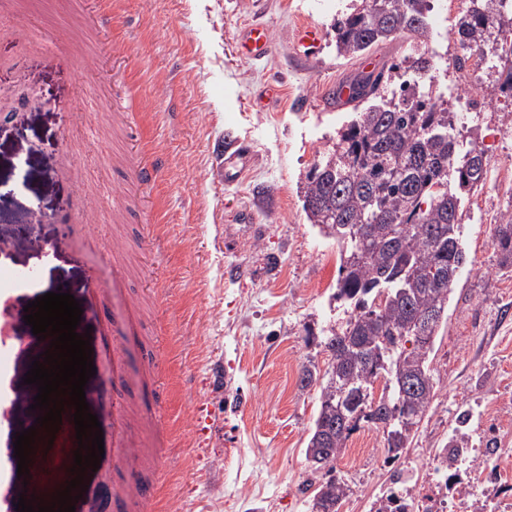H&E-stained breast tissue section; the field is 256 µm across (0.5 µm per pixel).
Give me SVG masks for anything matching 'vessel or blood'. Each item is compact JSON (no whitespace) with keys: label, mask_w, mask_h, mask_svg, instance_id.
I'll return each instance as SVG.
<instances>
[{"label":"vessel or blood","mask_w":512,"mask_h":512,"mask_svg":"<svg viewBox=\"0 0 512 512\" xmlns=\"http://www.w3.org/2000/svg\"><path fill=\"white\" fill-rule=\"evenodd\" d=\"M238 48L243 57L260 60L273 50V41L269 30L260 24L245 27L238 39ZM164 168L161 155L155 154L141 162L131 171L137 184L150 186L156 184ZM36 276L32 266L19 263L8 241L0 242V512H16L20 493L24 485L16 476V463L10 453L15 438L23 430L31 427L37 411H29L26 418H17L14 404L18 391H25L27 397L38 393L36 385L25 383V373L16 365V359L22 351V343L16 336L10 321L12 314L21 313L20 292L22 288L34 282ZM125 337H105L101 352L112 364L111 376L102 377L101 388H108L112 378L120 377L123 368ZM162 375V367L156 357H149L145 379L149 385L148 401L145 408L137 410L128 404L121 394L112 396V452L102 458L101 468L119 470L123 480L113 487L101 488L98 492L101 512H111L113 503H125L128 512H156L166 473L162 458H150L133 434L141 423H151L162 428L164 406L163 395L155 387ZM74 411L65 408L62 422L55 435L58 453L66 459H73L76 446L71 421Z\"/></svg>","instance_id":"vessel-or-blood-1"}]
</instances>
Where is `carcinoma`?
Returning <instances> with one entry per match:
<instances>
[{
    "instance_id": "obj_1",
    "label": "carcinoma",
    "mask_w": 512,
    "mask_h": 512,
    "mask_svg": "<svg viewBox=\"0 0 512 512\" xmlns=\"http://www.w3.org/2000/svg\"><path fill=\"white\" fill-rule=\"evenodd\" d=\"M454 26L464 53L496 56L495 88L512 94V13L499 0H470ZM428 0H361L334 21L336 54L358 57L396 38L409 53L375 74L359 73L352 117L306 177L304 210L340 248L334 299L348 318L327 330L324 373L307 365L301 387H317L319 408L306 458L321 481L310 512H339L351 487L334 462L363 426L383 431L385 462L411 443L433 399L430 353L448 319V300L466 263L462 198L483 187L488 158L448 122L427 43ZM501 264L512 267V208L495 228ZM388 381L374 398L373 380Z\"/></svg>"
}]
</instances>
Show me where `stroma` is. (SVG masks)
I'll use <instances>...</instances> for the list:
<instances>
[{"label":"stroma","instance_id":"1","mask_svg":"<svg viewBox=\"0 0 512 512\" xmlns=\"http://www.w3.org/2000/svg\"><path fill=\"white\" fill-rule=\"evenodd\" d=\"M348 2L13 0L0 10V71L14 91V115L0 123V231L32 261L17 230L31 211L46 214L34 229L54 254L40 268L41 296L60 290L84 300L90 280L111 285L113 264L125 267L120 293L81 323L98 368L113 318L135 319L130 402L143 401V345L161 358L163 512H308L315 493L305 448L317 390L301 388L299 374L310 364L326 369L320 340L345 312L333 298L340 249L309 223L301 188L351 118L332 96L362 69L361 58L336 55L332 25ZM104 12L114 19L106 31L95 23ZM20 14L33 40L18 37ZM253 23L273 39L263 60L237 52L239 31ZM304 24L324 33L309 61L295 48ZM77 32L99 58L94 70H81L69 49ZM475 110L464 134L479 146L512 130V100ZM239 139L252 154L228 185L219 155ZM156 151L162 179L135 184L132 168ZM511 168L512 138L497 145L485 185L463 202L467 262L430 355L438 384L429 411L391 466L382 431L350 436L335 463L352 487L340 512H370L389 488L422 482L464 409L477 415L472 444L482 440L483 413L501 420L512 443V268L494 242L512 205ZM246 212L253 223L242 222ZM155 226L159 243L146 247ZM233 268L242 276H230Z\"/></svg>","mask_w":512,"mask_h":512}]
</instances>
